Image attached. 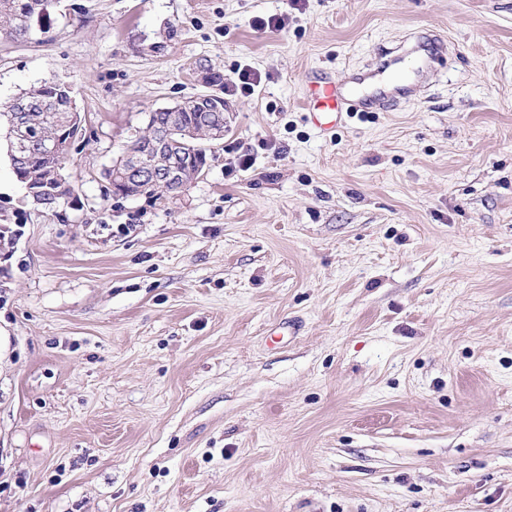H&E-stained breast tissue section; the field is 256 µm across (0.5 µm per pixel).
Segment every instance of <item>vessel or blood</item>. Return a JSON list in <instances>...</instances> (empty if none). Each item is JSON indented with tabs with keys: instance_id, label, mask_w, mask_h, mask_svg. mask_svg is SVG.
<instances>
[{
	"instance_id": "obj_1",
	"label": "vessel or blood",
	"mask_w": 512,
	"mask_h": 512,
	"mask_svg": "<svg viewBox=\"0 0 512 512\" xmlns=\"http://www.w3.org/2000/svg\"><path fill=\"white\" fill-rule=\"evenodd\" d=\"M415 90V84L390 72L381 74L372 88L363 86L356 77H315L308 82L303 97L305 118L320 133L329 136L342 125L345 113L365 112L393 102L395 96L412 95Z\"/></svg>"
}]
</instances>
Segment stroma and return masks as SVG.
Wrapping results in <instances>:
<instances>
[{
    "instance_id": "stroma-1",
    "label": "stroma",
    "mask_w": 512,
    "mask_h": 512,
    "mask_svg": "<svg viewBox=\"0 0 512 512\" xmlns=\"http://www.w3.org/2000/svg\"><path fill=\"white\" fill-rule=\"evenodd\" d=\"M395 57L415 96L307 123ZM244 66L204 176L113 195ZM45 81L85 135L47 210L0 134V512H512V0H53L0 102Z\"/></svg>"
}]
</instances>
